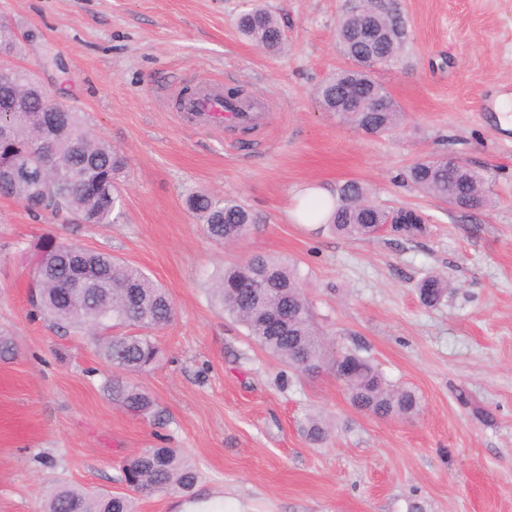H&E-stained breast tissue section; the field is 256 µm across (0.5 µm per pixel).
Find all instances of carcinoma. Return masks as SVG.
<instances>
[{
	"label": "carcinoma",
	"instance_id": "cac0c4a2",
	"mask_svg": "<svg viewBox=\"0 0 512 512\" xmlns=\"http://www.w3.org/2000/svg\"><path fill=\"white\" fill-rule=\"evenodd\" d=\"M364 7L373 11L390 40L367 48L353 40L358 15L347 10L337 26V39L349 65L329 77L317 90L326 112L369 135L397 128L403 113L372 112L368 100L388 92L365 68L367 55L380 58L379 67L393 65L402 49V32L393 11L378 0ZM239 32L254 46L268 53L284 44L278 20L256 7L238 19ZM16 50L12 26L0 21V50ZM364 87L366 96L355 99L349 86ZM43 100L31 98L18 104L10 88L0 82V196L39 216L71 214L80 224H114L122 213L120 188L112 176L126 166L124 157L96 135L84 114L76 109L51 114L42 111ZM407 180L423 193L444 203L459 202L471 194L487 207L492 197L485 176L470 166L448 168V158L422 160L410 167ZM184 204L206 233L224 243L243 238L255 223L254 215L234 199L203 190H190ZM309 219L327 225L348 240H368L389 224L407 237L424 233L425 220L399 208L386 209L368 200L361 184H343L328 202L310 200L305 205ZM28 271V303L59 327L96 332L97 350L105 362L124 372L143 373L160 359L162 350L154 333L174 319L175 307L165 288L142 270L121 264L112 254L74 244L46 239L38 249L23 253ZM89 273L94 288L74 287L76 276ZM451 284L442 275H430L419 284L422 302L435 306L448 295ZM224 314L246 329L250 340L269 356L303 371L298 362L308 360V371L329 367L344 375L350 401L357 409L377 417L410 416L418 401L409 389L390 385L367 359L349 351L344 358L329 351L323 333L314 321L313 306L297 273L275 261L254 257L224 269L210 289ZM118 326L136 330L114 335ZM112 397L135 414H148L152 398L118 377L109 380ZM198 469L176 448H147L126 460L122 480L129 493L90 491L74 485H59L47 497L45 512H137L136 496L179 494L195 498Z\"/></svg>",
	"mask_w": 512,
	"mask_h": 512
}]
</instances>
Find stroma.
I'll return each mask as SVG.
<instances>
[{
  "label": "stroma",
  "mask_w": 512,
  "mask_h": 512,
  "mask_svg": "<svg viewBox=\"0 0 512 512\" xmlns=\"http://www.w3.org/2000/svg\"><path fill=\"white\" fill-rule=\"evenodd\" d=\"M251 0H0L19 39L16 65L85 112L126 158L117 223L32 216L0 197V512H43L59 484L125 492L123 461L179 449L201 472L196 498L220 512H512V0H397L404 52L374 76L400 105L393 131L366 135L320 106L315 89L347 59L336 27L348 0H260L286 32L264 52L236 29ZM239 84L262 104L257 126L199 128L174 101L187 87ZM451 154L485 169L493 204L457 210L405 179ZM357 180L388 208L422 212L415 238L366 241L288 221L304 193ZM203 189L256 218L235 245L209 238L184 208ZM47 238L109 252L162 284L176 319L163 355L131 382L153 415L104 390L114 371L90 336L36 315L21 249ZM256 255L296 265L333 351H357L418 412L355 408L331 371L269 357L210 300L212 279ZM432 274L453 289L422 303ZM329 426L319 445L304 426Z\"/></svg>",
  "instance_id": "35a3bbf8"
}]
</instances>
